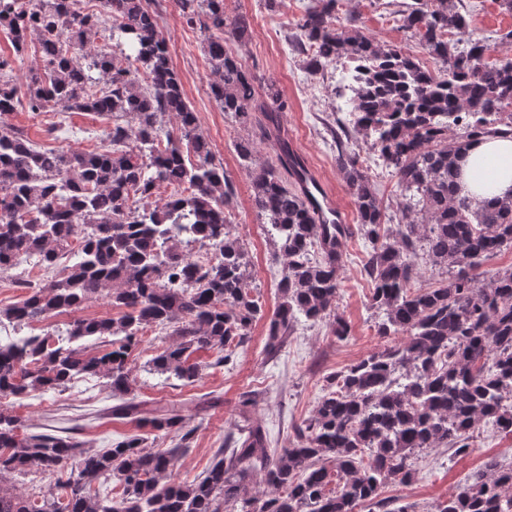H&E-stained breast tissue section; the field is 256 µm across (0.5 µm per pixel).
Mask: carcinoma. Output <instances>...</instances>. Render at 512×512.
I'll return each mask as SVG.
<instances>
[{"label": "carcinoma", "instance_id": "obj_1", "mask_svg": "<svg viewBox=\"0 0 512 512\" xmlns=\"http://www.w3.org/2000/svg\"><path fill=\"white\" fill-rule=\"evenodd\" d=\"M78 2L0 0V29L11 36L16 56L33 42L41 59L20 85L9 60L0 59V116L23 98L36 115L53 103L112 120L111 149L104 152L42 150L21 130L0 131V273L19 255L58 269L0 317L29 324L76 311L104 291L124 314L117 321L77 317L63 335L0 342L4 396L56 390L79 375L103 378L112 393L124 395L138 333L152 324L172 327L177 341L148 365L192 381L199 375L193 353L218 349L219 362L231 361L263 313L251 294L243 244L229 230L235 187L198 133L159 15L150 0H99L96 13ZM341 2L306 6L288 42L306 56L311 76L335 60L352 62L347 106L360 142L335 139L358 224L317 222L304 191L288 182L294 164L288 146L278 164L254 172V209L280 239L284 259L282 302L265 347L278 351L301 316L331 321L339 340L349 336L337 299L343 245L356 230L371 244L363 266L371 300L386 312L377 333L408 341L327 376L328 392L294 427L288 447L269 448L266 433L253 427L191 483L172 481L171 472L192 430L164 410L130 400L112 413L179 433L180 443L165 452L146 448L137 436L93 450L69 436L21 435L16 417L0 410V482L31 470L56 476L33 499L0 486V512H356L364 504L369 512H408L410 506L393 508L379 491L415 481V452L449 448L465 455L482 422L512 435V267L487 282L480 272L512 247V199L474 205L460 188L459 165L472 145L512 138V120L502 119V108L512 106V57L488 62L484 42L444 38L468 27L454 0H386L397 29L418 37L439 64L431 71L357 26H338ZM175 5L188 26L204 33L220 109L240 123L260 112L261 136H277L281 90L270 82L258 94L253 76L224 47L245 37L248 18L227 15L224 0ZM107 23L111 45L97 46ZM167 114L176 118L175 133L162 125ZM132 138L136 153L127 150ZM370 153L402 198L394 233L366 165ZM167 186L183 195L160 207L132 204ZM196 243L212 249L213 258L204 264L190 258L183 246ZM69 255L75 261L59 266ZM418 259L446 266L441 286L416 287ZM92 336L116 340L87 355L76 343ZM257 474L267 491L252 495L248 484ZM114 478L122 488L115 496ZM428 512H512V465L488 459Z\"/></svg>", "mask_w": 512, "mask_h": 512}]
</instances>
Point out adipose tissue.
Segmentation results:
<instances>
[{"label": "adipose tissue", "mask_w": 512, "mask_h": 512, "mask_svg": "<svg viewBox=\"0 0 512 512\" xmlns=\"http://www.w3.org/2000/svg\"><path fill=\"white\" fill-rule=\"evenodd\" d=\"M462 181L475 199L512 196V140L488 139L471 148Z\"/></svg>", "instance_id": "obj_1"}]
</instances>
